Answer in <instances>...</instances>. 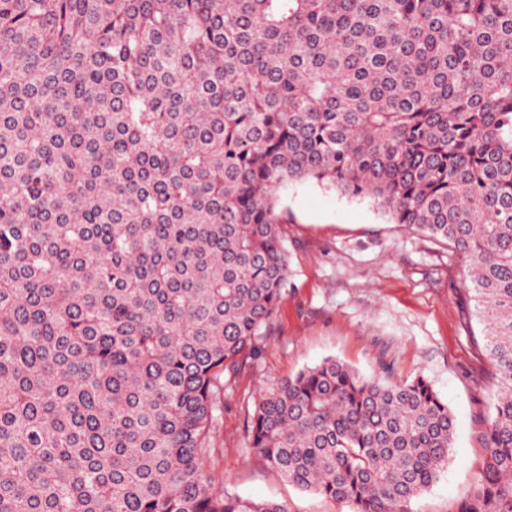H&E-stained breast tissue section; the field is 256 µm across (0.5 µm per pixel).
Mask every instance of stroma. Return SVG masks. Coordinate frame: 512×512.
<instances>
[{
  "label": "stroma",
  "mask_w": 512,
  "mask_h": 512,
  "mask_svg": "<svg viewBox=\"0 0 512 512\" xmlns=\"http://www.w3.org/2000/svg\"><path fill=\"white\" fill-rule=\"evenodd\" d=\"M288 275L257 355L224 388L205 467L224 492L272 499L288 512H350L289 483L251 448L260 397L335 357L367 376L426 378L447 402L454 445L440 479L408 512H457L484 467L481 440L498 383L486 326L461 255L446 241L392 223L375 204L313 182L280 195Z\"/></svg>",
  "instance_id": "35a3bbf8"
}]
</instances>
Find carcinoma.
<instances>
[{
    "mask_svg": "<svg viewBox=\"0 0 512 512\" xmlns=\"http://www.w3.org/2000/svg\"><path fill=\"white\" fill-rule=\"evenodd\" d=\"M314 181L451 243L500 381L458 512H512V0H0V512H288L206 473ZM455 424L333 357L263 395L291 484L403 512Z\"/></svg>",
    "mask_w": 512,
    "mask_h": 512,
    "instance_id": "1",
    "label": "carcinoma"
}]
</instances>
